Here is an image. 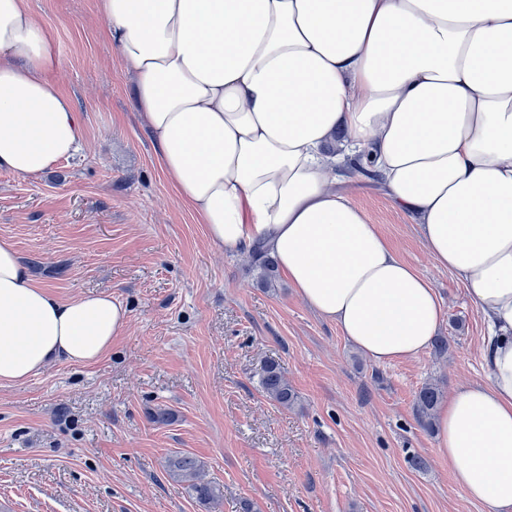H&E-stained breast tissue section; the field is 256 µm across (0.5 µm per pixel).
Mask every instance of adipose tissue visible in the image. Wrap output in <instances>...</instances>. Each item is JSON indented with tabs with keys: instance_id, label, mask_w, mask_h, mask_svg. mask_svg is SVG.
<instances>
[{
	"instance_id": "obj_1",
	"label": "adipose tissue",
	"mask_w": 512,
	"mask_h": 512,
	"mask_svg": "<svg viewBox=\"0 0 512 512\" xmlns=\"http://www.w3.org/2000/svg\"><path fill=\"white\" fill-rule=\"evenodd\" d=\"M180 200L222 248L263 247L300 298L378 363L442 319L430 281L336 191L374 162L392 205L486 323L489 379L436 409L435 452L512 512V0H97ZM54 33L0 0V169L35 176L83 129ZM129 320L111 294L57 299L0 241V384L90 365Z\"/></svg>"
}]
</instances>
